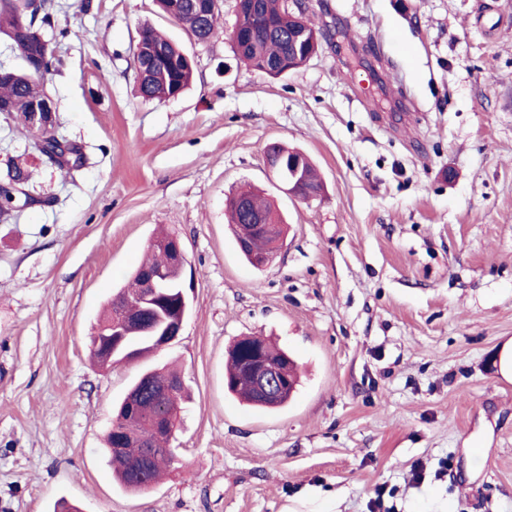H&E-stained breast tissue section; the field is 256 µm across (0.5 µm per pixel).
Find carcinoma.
<instances>
[{"label": "carcinoma", "instance_id": "carcinoma-1", "mask_svg": "<svg viewBox=\"0 0 512 512\" xmlns=\"http://www.w3.org/2000/svg\"><path fill=\"white\" fill-rule=\"evenodd\" d=\"M154 2L164 15L175 20L187 35L198 43H208L223 34L219 26V8L203 11L198 8V0H183V5L171 15V0ZM60 10L61 5L55 0H0V36L8 43L17 44L27 53V61L23 62L21 67H0V108L6 109L24 127L28 126L27 112L30 105L48 96L44 86L45 79L57 70L59 59L55 50L53 46L40 41L38 32L54 27L56 15ZM299 24L314 28V24L304 18L299 23L291 19L288 13V0H255L250 14L245 18L248 43L239 45V57L254 70L270 77H280L288 73L290 66L295 69L300 67L304 63V55L296 53L292 40V29ZM156 48L162 49L167 56L168 63L163 70L149 65L150 53ZM134 58L138 92L146 100H167L178 92H184L193 79L194 64L186 61L182 47L151 26H144L140 30ZM30 179V171L19 161L12 163L5 172L0 173L1 218L7 217L15 208L13 185L25 186L29 184ZM238 196L246 199L248 209L241 208L236 200ZM273 213L270 203L248 185L240 187L235 197L229 201V224L234 230L242 224L250 223L253 215L269 217ZM172 236L173 233L167 232L152 239V243L148 245V257L117 293L119 302L112 305L94 327V332L97 333L112 319L123 316L125 343L134 348L132 353L125 355L127 360L152 351L160 341L157 337L160 313H169L168 308L163 306L159 311L152 308L141 309L134 306L130 298L143 287V274L147 271L164 268L168 282L176 280L177 271L168 267L167 255L158 247V243ZM274 249L273 238L256 235L251 237L248 250L243 252V256L248 260L252 253H272ZM255 348H270L277 355L286 356L285 351L259 337H244L237 340L228 354L224 377L226 389L228 393L239 397L254 408H282L292 400L298 378L292 376L290 390L277 401L267 403L259 400L245 380L241 369L243 359ZM144 378L150 380L154 389L171 390L166 404L173 419H178L185 393L181 376L173 371H149L137 379L132 389L139 390ZM151 400V392H144L142 411L137 417L130 415L126 409V402L120 403L112 420V428L125 436L123 450H113L115 433L110 432L105 436L106 450L115 477L119 485L129 492L140 491V482L131 471L130 461L143 455L145 448L157 449V452L150 455L148 479L151 483H156L164 469L172 462V454L159 450L161 441L167 439L168 435L154 429L149 408Z\"/></svg>", "mask_w": 512, "mask_h": 512}]
</instances>
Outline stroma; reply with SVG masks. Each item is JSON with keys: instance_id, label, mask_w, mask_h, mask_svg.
Listing matches in <instances>:
<instances>
[{"instance_id": "35a3bbf8", "label": "stroma", "mask_w": 512, "mask_h": 512, "mask_svg": "<svg viewBox=\"0 0 512 512\" xmlns=\"http://www.w3.org/2000/svg\"><path fill=\"white\" fill-rule=\"evenodd\" d=\"M54 134L68 176L0 112V169L22 155L38 204L0 222V512H512V0H304L327 36L299 69L246 68L225 33L199 44L153 0H61ZM152 25L195 60L191 88L139 97ZM278 142L308 155L322 196H289ZM265 192L287 226L258 270L226 201ZM182 241L190 311L178 339L101 369L90 336L158 228ZM265 336L290 352L289 407L224 385L227 352ZM175 365L189 398L171 472L112 479L104 436L144 371ZM483 456L471 470L472 451ZM425 478L411 479L415 467Z\"/></svg>"}]
</instances>
